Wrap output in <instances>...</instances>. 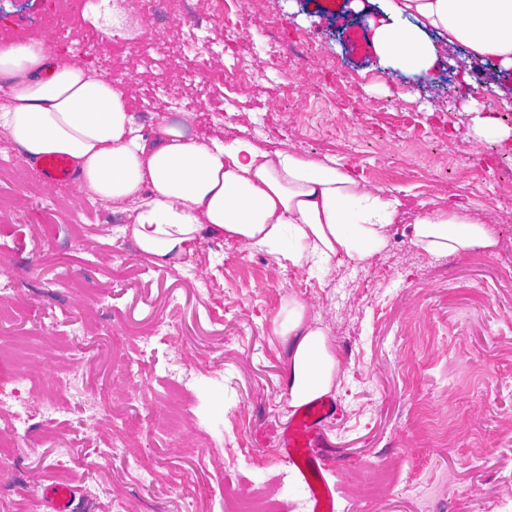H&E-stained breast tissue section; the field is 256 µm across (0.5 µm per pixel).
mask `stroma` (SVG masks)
<instances>
[{"instance_id": "1", "label": "stroma", "mask_w": 512, "mask_h": 512, "mask_svg": "<svg viewBox=\"0 0 512 512\" xmlns=\"http://www.w3.org/2000/svg\"><path fill=\"white\" fill-rule=\"evenodd\" d=\"M258 8L279 23L283 40H318V51L305 61L307 92L335 83V70L352 76L351 86L337 92L340 103L356 104L346 134L320 113L295 111L277 91L268 48L243 39L212 61L221 72L242 57L254 75L251 82L224 85L233 120L203 116L193 135H244L265 148L336 159L362 177L381 164L391 171L384 186L408 223L421 204L458 193L474 214L492 216L498 254L476 249L433 256L402 239L371 263L337 265L322 281L280 267L272 254L206 234L193 255L161 267L118 235L70 237L69 216L57 203L79 206L82 193L43 185L33 167L28 181H19L13 164L22 151L0 142V197L16 201L14 209L0 211L9 266L0 272V298L10 314L0 324V351L15 336L37 337L43 348L62 353L81 350L84 383L104 393L110 415L98 431L81 405L69 406L58 421L62 437L48 445L40 441L46 423L39 400L29 395V432L12 451L20 484L0 490V512H42L26 486L53 485L44 460L66 448L74 453L71 484L88 495L76 512H112L117 500L127 512H224L228 481L266 487L281 499L282 512H295L296 500L309 492L275 448L294 413L282 386L287 355L269 336L292 284L329 327L341 360L337 416L324 430L331 455L323 477L336 487L334 512H512V169L486 167L482 154L453 130L466 125V112L448 106L454 87L477 74L512 103V71L458 48L430 81L389 79L370 44L367 19L377 15L375 5L360 13L349 0H259ZM182 20L179 0H172L168 21L152 34V63L124 57L134 70L127 89L136 123L151 131L160 119L176 117L164 94L151 111L140 109L142 92L154 89L158 78L183 102L195 98L179 66L162 73L156 67ZM63 21L58 0H0V42L38 39L49 56L72 52L111 71V62L83 52L77 37L57 36ZM262 124L268 133H259ZM461 156L472 159L465 175L456 163ZM206 281L213 285L207 294ZM172 309L174 335L157 344L147 378L132 379L128 392H113L114 347L165 321ZM179 360L191 376L187 395L197 423L181 441L145 423L159 409ZM111 440L147 464L146 479L120 457L100 460ZM229 444L245 445L252 459L225 472L216 460ZM375 464L397 474L366 503L356 479Z\"/></svg>"}]
</instances>
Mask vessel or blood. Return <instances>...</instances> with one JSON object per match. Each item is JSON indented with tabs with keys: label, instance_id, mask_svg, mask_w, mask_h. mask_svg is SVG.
I'll list each match as a JSON object with an SVG mask.
<instances>
[{
	"label": "vessel or blood",
	"instance_id": "1",
	"mask_svg": "<svg viewBox=\"0 0 512 512\" xmlns=\"http://www.w3.org/2000/svg\"><path fill=\"white\" fill-rule=\"evenodd\" d=\"M42 180L50 185L72 182L70 161L61 155L49 154L42 158L38 167ZM335 412L331 402L316 401L303 408L278 436V445L289 464L295 465L304 480L318 479L312 491L311 512H331L333 496L321 476L325 468L321 451V427ZM76 497L75 488L58 489L50 486L43 501L48 512H70Z\"/></svg>",
	"mask_w": 512,
	"mask_h": 512
}]
</instances>
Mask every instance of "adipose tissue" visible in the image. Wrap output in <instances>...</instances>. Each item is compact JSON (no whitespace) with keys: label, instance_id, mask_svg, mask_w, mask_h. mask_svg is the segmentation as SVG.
<instances>
[{"label":"adipose tissue","instance_id":"obj_1","mask_svg":"<svg viewBox=\"0 0 512 512\" xmlns=\"http://www.w3.org/2000/svg\"><path fill=\"white\" fill-rule=\"evenodd\" d=\"M372 45L385 71L433 79L447 48L463 47L512 70V0H378ZM0 139L29 164L69 156L80 192L126 213L121 228L158 266L193 254L203 232L274 254L327 278L338 263L365 264L397 233L433 255L496 252L489 220L455 200L398 225L399 200L370 189L334 160L266 149L245 137L191 138L160 121L147 139L134 125L127 90L75 61L47 55L40 41L0 44ZM284 346V385L293 409L335 394L340 361L328 327L289 295L271 322Z\"/></svg>","mask_w":512,"mask_h":512}]
</instances>
